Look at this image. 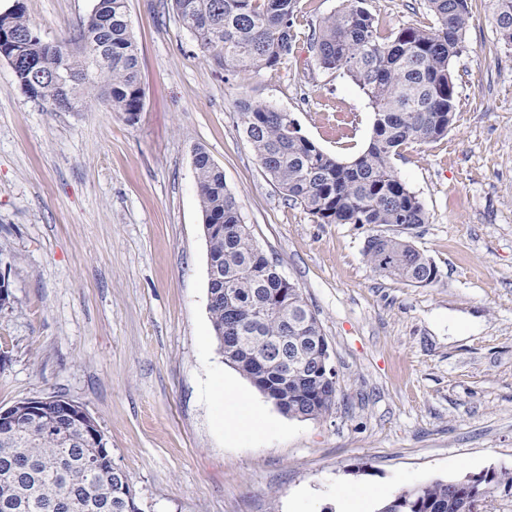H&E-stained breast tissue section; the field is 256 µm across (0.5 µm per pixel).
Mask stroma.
<instances>
[{
    "instance_id": "1",
    "label": "stroma",
    "mask_w": 512,
    "mask_h": 512,
    "mask_svg": "<svg viewBox=\"0 0 512 512\" xmlns=\"http://www.w3.org/2000/svg\"><path fill=\"white\" fill-rule=\"evenodd\" d=\"M43 41L74 35L94 0H24ZM342 0H301L292 53L225 79L171 0H129L145 92L135 121L105 106L50 112L0 60V408L61 396L102 432L144 512H367L397 490L512 469V48L474 5L447 135L393 165L423 224H319L272 185L238 104L290 113L348 163L374 111L308 37ZM382 34L434 22L425 0H363ZM205 149L242 219L317 315L335 369L329 414L301 420L218 350L193 158ZM408 239L438 278L375 271V232ZM252 394L274 427L231 440L220 392Z\"/></svg>"
}]
</instances>
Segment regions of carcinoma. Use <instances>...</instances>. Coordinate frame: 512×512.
Masks as SVG:
<instances>
[{"instance_id": "obj_1", "label": "carcinoma", "mask_w": 512, "mask_h": 512, "mask_svg": "<svg viewBox=\"0 0 512 512\" xmlns=\"http://www.w3.org/2000/svg\"><path fill=\"white\" fill-rule=\"evenodd\" d=\"M300 0H173L182 24L201 52L230 75L276 68L293 49ZM501 42L512 47V0H481ZM436 18L430 27H405L381 35L360 0L322 22L308 38L319 67L346 74L374 110L373 136L353 162L323 152L294 127L287 112L261 102L239 103L242 131L265 175L286 200L304 207L320 224H424L418 197L392 165L408 141L427 143L445 136L456 118L453 61L466 50L464 33L472 0H427ZM11 24L29 33L17 47L34 61L42 77L59 72L68 60L70 77L59 91L63 105L81 112L107 105L133 122L144 107L139 51L129 19L128 0H95L80 19L73 41H43L26 15L11 12ZM98 51L92 77L84 75ZM200 206L206 222L222 225L208 240L213 277L209 313L224 363L237 370L290 417L320 418L335 404L336 382L311 365L306 374L289 369L295 337L308 336L317 348L328 346L316 315L300 289L278 277L276 263L258 250L243 223L224 173L209 154L196 152ZM364 256L381 274L413 286L435 282L437 268L424 253L397 235L375 234ZM20 401L13 435H0V512H143L130 486L114 479L106 447L87 442L66 418L49 432L31 422ZM512 489V472L479 476L457 487L436 480L397 492L378 512H463L482 493Z\"/></svg>"}]
</instances>
